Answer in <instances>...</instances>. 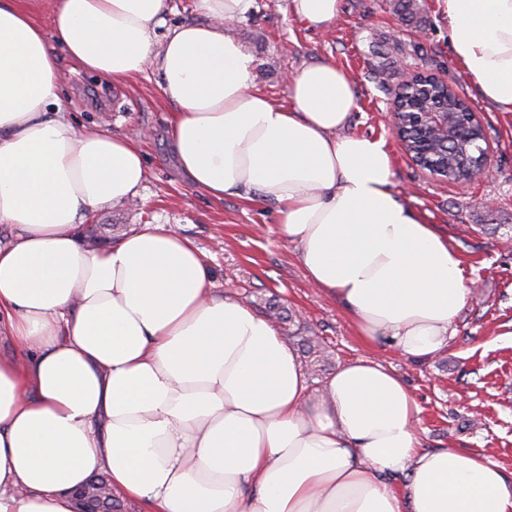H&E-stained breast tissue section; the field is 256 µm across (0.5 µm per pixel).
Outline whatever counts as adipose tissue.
Instances as JSON below:
<instances>
[{
  "mask_svg": "<svg viewBox=\"0 0 512 512\" xmlns=\"http://www.w3.org/2000/svg\"><path fill=\"white\" fill-rule=\"evenodd\" d=\"M254 0H0V512H77L91 477L142 512H512V484L483 457L423 448L400 377L359 358L311 400L294 349L234 294L214 296L177 231L98 249L81 227L136 198L135 135L79 123L61 62L119 82L155 62L170 137L213 198L276 206L312 287L344 302L360 336L403 357L447 348L470 290L457 250L391 186L384 138L348 135L355 84L329 62L288 78V104L253 88L229 33ZM448 44L480 97L512 112V0H443ZM325 30L342 0H287ZM48 11V25L36 16ZM167 24L158 30V40H163L169 30L187 22L202 21L203 16L196 10L195 0H168Z\"/></svg>",
  "mask_w": 512,
  "mask_h": 512,
  "instance_id": "adipose-tissue-1",
  "label": "adipose tissue"
}]
</instances>
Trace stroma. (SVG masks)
Returning <instances> with one entry per match:
<instances>
[{
  "label": "stroma",
  "mask_w": 512,
  "mask_h": 512,
  "mask_svg": "<svg viewBox=\"0 0 512 512\" xmlns=\"http://www.w3.org/2000/svg\"><path fill=\"white\" fill-rule=\"evenodd\" d=\"M389 2L342 0L336 22L320 32L293 18L286 0H255L231 33L256 60V89L276 103L287 101L288 72L331 61L350 73L359 109L347 133L386 138L393 191L447 236L473 289L445 350L411 360L385 342H366L348 310L311 287L297 246L278 231L273 205L236 194L216 200L188 184L169 150L170 108L152 66L111 83L76 63H61L72 116L115 135L142 130L138 144L149 168L138 198L86 219L84 240L98 248L147 228L177 230L202 251L215 295L233 288L255 309L261 299L278 296L297 313L301 329L322 336L329 362L308 374L311 395L337 368L372 359L410 389L421 408L418 433L425 447L474 452L512 480V112L489 110L454 61L443 0H421L414 26L402 23ZM417 70L447 80L483 122L488 178L441 183L402 154L388 107L405 74Z\"/></svg>",
  "instance_id": "stroma-1"
}]
</instances>
